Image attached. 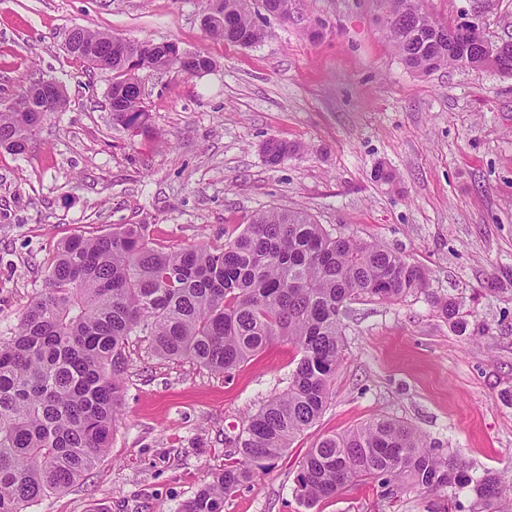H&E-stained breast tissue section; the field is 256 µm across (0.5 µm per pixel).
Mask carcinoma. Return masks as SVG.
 <instances>
[{
	"instance_id": "1",
	"label": "carcinoma",
	"mask_w": 512,
	"mask_h": 512,
	"mask_svg": "<svg viewBox=\"0 0 512 512\" xmlns=\"http://www.w3.org/2000/svg\"><path fill=\"white\" fill-rule=\"evenodd\" d=\"M255 0H211L206 32L240 46L265 37ZM288 16L292 0H260ZM379 22L403 64L419 74L443 66L493 67L512 75V43L450 42L425 0H376ZM68 55L112 72V120L141 128L147 120L129 51L143 67H184L150 42L79 26ZM42 80L0 104V149L25 153L41 124L62 111L57 89ZM297 146L263 144L275 165ZM426 287L420 268L379 243L338 236L299 210H264L220 244L166 247L145 224H115L95 236L58 243L40 291L14 335L0 340V512H24L77 483L111 447L122 407L126 348L136 337L164 358L229 373L278 340L300 358L288 388L252 415L236 439L240 461L224 467L179 512H224L225 497L265 472L326 407L343 350V304L356 297L397 302ZM356 483L395 484L426 492L469 488L473 512H512L502 478H479L402 421L382 418L327 436L309 449L296 477L308 509Z\"/></svg>"
}]
</instances>
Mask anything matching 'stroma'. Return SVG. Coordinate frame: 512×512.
I'll list each match as a JSON object with an SVG mask.
<instances>
[{"label":"stroma","instance_id":"obj_1","mask_svg":"<svg viewBox=\"0 0 512 512\" xmlns=\"http://www.w3.org/2000/svg\"><path fill=\"white\" fill-rule=\"evenodd\" d=\"M209 0H0V102L38 78L66 107L25 154L0 149V339L42 287L54 246L115 224L186 246L237 235L270 209H303L334 234L377 242L424 272L395 303H347L342 361L316 423L224 512H459L466 495L355 484L306 510L299 465L321 438L390 417L470 474L512 483V76L410 71L376 0H293L260 14L262 42L205 34ZM76 26L204 52L202 74L137 70L148 130L115 124L110 71L72 59ZM298 150L280 164L262 145ZM384 169L389 180L376 178ZM456 301V320L437 302ZM122 417L84 480L28 512H178L225 465L235 436L288 386L298 355L276 341L224 377L127 350ZM296 150V145L288 144L287 141L276 138H270L263 144V154L266 161L271 165L278 164Z\"/></svg>","mask_w":512,"mask_h":512}]
</instances>
